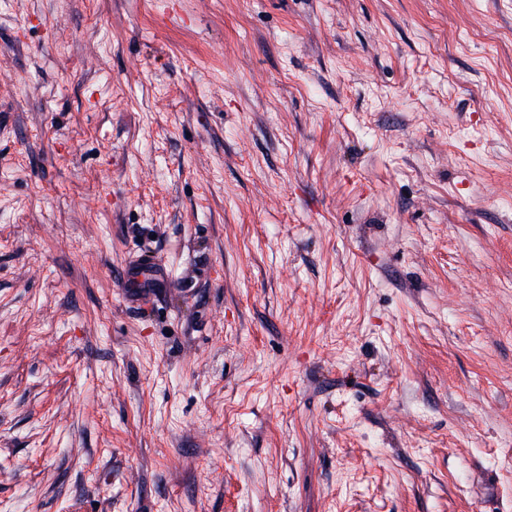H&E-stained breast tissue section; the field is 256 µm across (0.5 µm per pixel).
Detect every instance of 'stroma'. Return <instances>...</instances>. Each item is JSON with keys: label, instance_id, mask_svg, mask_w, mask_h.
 Wrapping results in <instances>:
<instances>
[{"label": "stroma", "instance_id": "35a3bbf8", "mask_svg": "<svg viewBox=\"0 0 512 512\" xmlns=\"http://www.w3.org/2000/svg\"><path fill=\"white\" fill-rule=\"evenodd\" d=\"M0 512H512V0H0ZM173 283L164 266L138 256L129 261L123 270L120 288L125 302L131 307L140 308L157 297L161 288H170Z\"/></svg>", "mask_w": 512, "mask_h": 512}]
</instances>
